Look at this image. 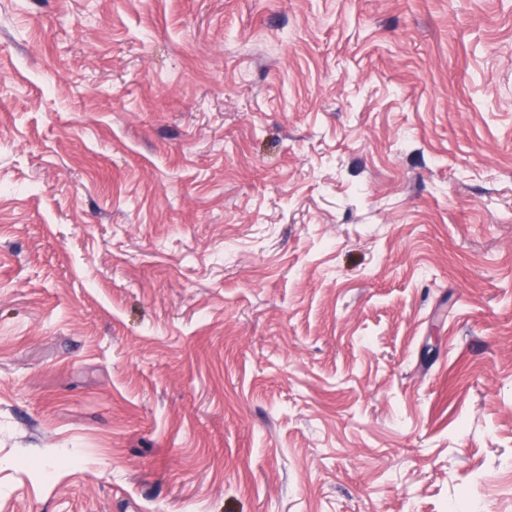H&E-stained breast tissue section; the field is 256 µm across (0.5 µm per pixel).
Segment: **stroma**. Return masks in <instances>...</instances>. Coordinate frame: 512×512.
<instances>
[{
    "label": "stroma",
    "mask_w": 512,
    "mask_h": 512,
    "mask_svg": "<svg viewBox=\"0 0 512 512\" xmlns=\"http://www.w3.org/2000/svg\"><path fill=\"white\" fill-rule=\"evenodd\" d=\"M0 512H512V0H0Z\"/></svg>",
    "instance_id": "stroma-1"
}]
</instances>
